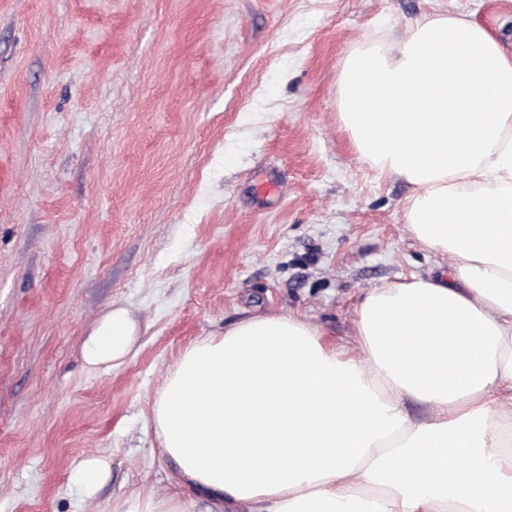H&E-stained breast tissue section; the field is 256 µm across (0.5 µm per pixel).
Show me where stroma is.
I'll return each instance as SVG.
<instances>
[{
    "instance_id": "35a3bbf8",
    "label": "stroma",
    "mask_w": 512,
    "mask_h": 512,
    "mask_svg": "<svg viewBox=\"0 0 512 512\" xmlns=\"http://www.w3.org/2000/svg\"><path fill=\"white\" fill-rule=\"evenodd\" d=\"M436 13L512 51V0H0V512L173 491L148 415L182 348L261 312L344 343L369 288L440 274L336 109L354 45ZM117 306L139 349L89 369ZM108 471L105 458L94 457L74 464L70 471V481L78 486L87 497H92L104 480Z\"/></svg>"
}]
</instances>
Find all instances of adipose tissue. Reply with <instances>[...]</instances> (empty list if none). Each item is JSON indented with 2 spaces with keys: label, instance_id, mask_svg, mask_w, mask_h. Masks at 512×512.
Listing matches in <instances>:
<instances>
[{
  "label": "adipose tissue",
  "instance_id": "adipose-tissue-1",
  "mask_svg": "<svg viewBox=\"0 0 512 512\" xmlns=\"http://www.w3.org/2000/svg\"><path fill=\"white\" fill-rule=\"evenodd\" d=\"M337 82L356 154L411 186L406 229L447 274L369 289L350 347L277 313L197 338L150 408L177 489L111 512H512V53L425 15L359 42ZM140 334L109 310L85 363L121 365Z\"/></svg>",
  "mask_w": 512,
  "mask_h": 512
}]
</instances>
